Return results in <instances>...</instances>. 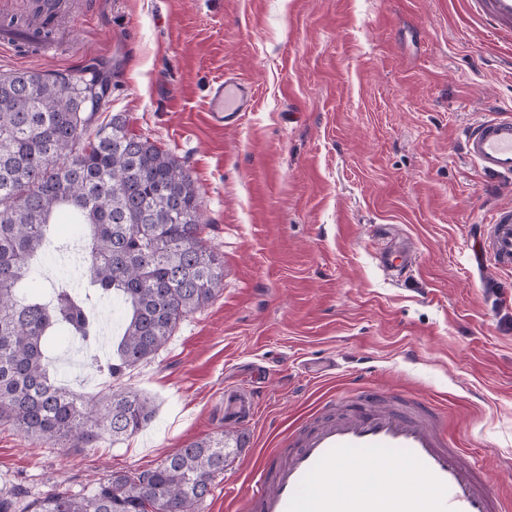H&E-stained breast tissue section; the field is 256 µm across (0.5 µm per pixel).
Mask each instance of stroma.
Here are the masks:
<instances>
[{
  "instance_id": "35a3bbf8",
  "label": "stroma",
  "mask_w": 512,
  "mask_h": 512,
  "mask_svg": "<svg viewBox=\"0 0 512 512\" xmlns=\"http://www.w3.org/2000/svg\"><path fill=\"white\" fill-rule=\"evenodd\" d=\"M45 53L0 49V76L81 70L112 79L110 109L194 180L223 289L125 377L155 399L151 423L76 450L0 424V491L15 512L55 486L156 467L186 442L233 431L227 391L265 370L248 442L201 512H239L249 471L290 423L362 376L440 403L489 489L512 503V270L476 264L471 233L512 207V178L468 161L463 131L512 110V28L487 33L465 0H61ZM250 83L252 111L213 127L207 87ZM414 242L394 280L388 241ZM60 383L96 396L72 340H51ZM380 267L393 278L402 279L416 266L413 244L401 241L386 245L377 254Z\"/></svg>"
}]
</instances>
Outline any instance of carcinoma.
<instances>
[{
	"mask_svg": "<svg viewBox=\"0 0 512 512\" xmlns=\"http://www.w3.org/2000/svg\"><path fill=\"white\" fill-rule=\"evenodd\" d=\"M56 0H43L41 40L53 33ZM81 79L24 71L0 77V423L63 448L114 442L151 421L154 401L121 386L167 345L180 322L222 290L224 263L202 237L198 190L169 153L80 111ZM67 208L85 244L84 284L61 268L50 296L25 283L42 274L57 210ZM107 301L118 329L97 354L101 323L92 298ZM60 329L90 352L106 378L98 399L59 385L44 348ZM242 433L191 441L155 468L115 471L89 489H52L33 512H199L214 479L244 447Z\"/></svg>",
	"mask_w": 512,
	"mask_h": 512,
	"instance_id": "1",
	"label": "carcinoma"
}]
</instances>
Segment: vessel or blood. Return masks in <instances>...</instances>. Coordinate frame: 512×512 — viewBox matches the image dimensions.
<instances>
[{"instance_id": "1", "label": "vessel or blood", "mask_w": 512, "mask_h": 512, "mask_svg": "<svg viewBox=\"0 0 512 512\" xmlns=\"http://www.w3.org/2000/svg\"><path fill=\"white\" fill-rule=\"evenodd\" d=\"M471 13L493 29L512 26V0H467ZM251 86L222 77L209 92L205 110L214 126L253 108ZM464 150L482 173L512 177V114L490 113L464 133ZM475 259L512 269V208L492 210L473 239ZM380 267L403 278L416 265L413 244L401 241L379 251ZM255 390L234 391L225 416L244 423L255 413ZM317 420L294 434L287 459H265L252 469L245 490L246 512H505L490 494L469 456L448 440L436 408L423 399L386 404L361 379L346 396L320 400ZM368 457H355L357 449ZM356 471L369 486L354 495L348 482Z\"/></svg>"}]
</instances>
